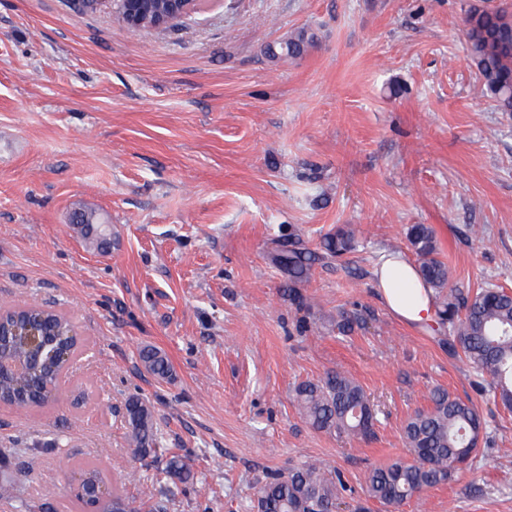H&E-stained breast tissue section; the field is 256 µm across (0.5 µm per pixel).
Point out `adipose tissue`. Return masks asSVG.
<instances>
[{"instance_id": "ef3b65f1", "label": "adipose tissue", "mask_w": 512, "mask_h": 512, "mask_svg": "<svg viewBox=\"0 0 512 512\" xmlns=\"http://www.w3.org/2000/svg\"><path fill=\"white\" fill-rule=\"evenodd\" d=\"M374 277L377 292L394 317L419 329L435 324L432 291L418 275L415 264L403 254L383 256Z\"/></svg>"}]
</instances>
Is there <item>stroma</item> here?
Here are the masks:
<instances>
[{"label":"stroma","instance_id":"35a3bbf8","mask_svg":"<svg viewBox=\"0 0 512 512\" xmlns=\"http://www.w3.org/2000/svg\"><path fill=\"white\" fill-rule=\"evenodd\" d=\"M504 4L205 0L178 27L131 35L108 5L0 0V305L64 311L84 343L61 400L0 406V479L31 512H80L71 468L96 460L145 510L252 512L268 476L318 461L340 474L344 512H383L366 476L408 459L403 426L438 386L472 401L486 434L398 512H512V413L373 282L381 254L407 252L408 227L426 224L452 287L512 289V112L480 94L463 22ZM301 29L318 37L303 58L266 56ZM80 206L111 224V250L74 229ZM343 224L355 250L317 262L289 299L283 240L314 250ZM147 345L170 378L142 367ZM330 370L362 385L371 438L299 414L296 387ZM133 396L162 443L145 459L127 445ZM173 455L184 480L165 474Z\"/></svg>","mask_w":512,"mask_h":512}]
</instances>
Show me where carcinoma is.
<instances>
[{
  "mask_svg": "<svg viewBox=\"0 0 512 512\" xmlns=\"http://www.w3.org/2000/svg\"><path fill=\"white\" fill-rule=\"evenodd\" d=\"M464 24L466 59L478 75L482 94L493 100L500 111L512 112V11L500 6L473 7ZM316 42L315 33L300 30L268 45L266 54L272 59L295 60ZM71 223L96 249H105L107 234L100 214L78 208L71 214ZM407 241L418 257L420 274L434 291L438 317L435 333L448 335V351L464 357L488 383L495 402L512 411V291L489 286L465 292L450 288L451 272L448 264L438 258L434 230L427 224H413ZM355 245L356 232L350 225L326 234L318 252L301 247L299 239L290 234L279 251V263L290 282L301 284L309 278L313 264L340 258ZM3 315L9 325L41 319L53 328V334L44 337L43 351L30 347L20 336L0 335L4 358L28 357L39 372L37 384L23 376L0 377V404L29 411L42 406L43 392L60 386L68 377L69 365L49 356L54 342L64 339L73 356L82 351L83 344L72 335L75 324L71 317L37 302L5 309ZM140 360L158 378L171 374L168 358L155 348L143 349ZM295 400L299 413L318 430L362 439L373 432L371 403L363 387L343 372L330 371L317 382L298 386ZM430 401L431 407L416 411L404 427L411 460L374 468L368 474L367 496L386 512H396L405 500L448 482L456 469L469 462L484 435L483 419L471 402L450 396L444 388L435 389ZM125 410L131 454L144 458L157 444L153 408L147 401L132 397ZM75 471L80 475V491L75 497L82 509L98 500L103 489L110 501L100 506V512H111L113 502L126 501L118 487L107 484L98 465L78 464ZM341 504L331 470L318 463H303L259 489L257 512H337Z\"/></svg>",
  "mask_w": 512,
  "mask_h": 512,
  "instance_id": "carcinoma-1",
  "label": "carcinoma"
}]
</instances>
